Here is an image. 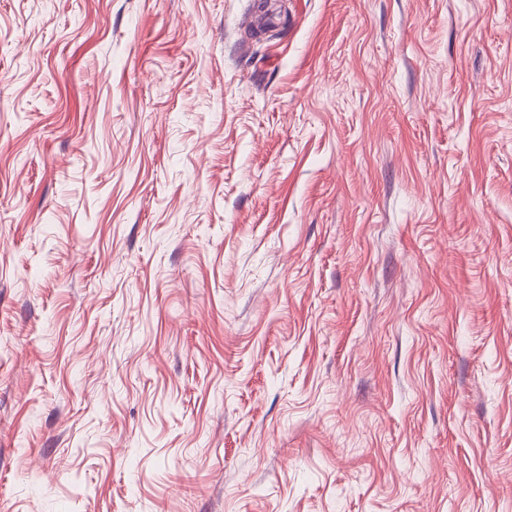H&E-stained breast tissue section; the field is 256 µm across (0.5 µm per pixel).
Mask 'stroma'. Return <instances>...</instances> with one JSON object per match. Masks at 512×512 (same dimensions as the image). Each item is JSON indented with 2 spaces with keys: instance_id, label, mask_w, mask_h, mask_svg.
Wrapping results in <instances>:
<instances>
[{
  "instance_id": "35a3bbf8",
  "label": "stroma",
  "mask_w": 512,
  "mask_h": 512,
  "mask_svg": "<svg viewBox=\"0 0 512 512\" xmlns=\"http://www.w3.org/2000/svg\"><path fill=\"white\" fill-rule=\"evenodd\" d=\"M0 0V512H512V0Z\"/></svg>"
}]
</instances>
